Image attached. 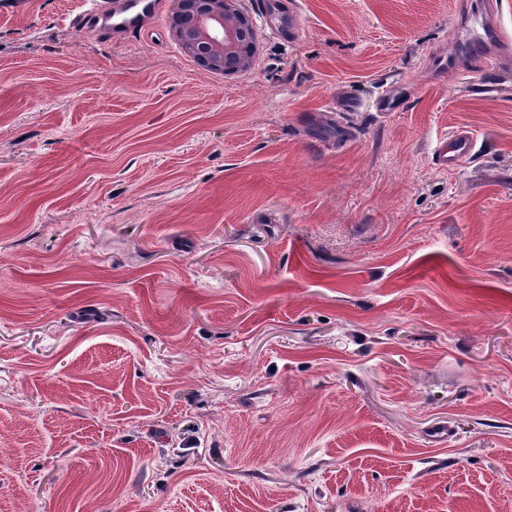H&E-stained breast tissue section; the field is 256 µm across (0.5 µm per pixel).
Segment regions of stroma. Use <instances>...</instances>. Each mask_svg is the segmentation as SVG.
Here are the masks:
<instances>
[{
  "label": "stroma",
  "instance_id": "obj_1",
  "mask_svg": "<svg viewBox=\"0 0 512 512\" xmlns=\"http://www.w3.org/2000/svg\"><path fill=\"white\" fill-rule=\"evenodd\" d=\"M257 2L224 76L172 0H0V512H512V66L434 68L459 0ZM89 7L83 12L80 23H94L114 40L124 39L136 31H142L149 19L160 13L159 0H117V5L109 7L104 0H89ZM261 11L269 29L294 38L300 29V17L294 1L262 0ZM473 149L474 137L467 131L458 130L449 138L448 135L437 138L431 163L436 169L447 171L456 167L462 159L471 157Z\"/></svg>",
  "mask_w": 512,
  "mask_h": 512
}]
</instances>
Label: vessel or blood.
Returning a JSON list of instances; mask_svg holds the SVG:
<instances>
[{
    "label": "vessel or blood",
    "instance_id": "b4317fda",
    "mask_svg": "<svg viewBox=\"0 0 512 512\" xmlns=\"http://www.w3.org/2000/svg\"><path fill=\"white\" fill-rule=\"evenodd\" d=\"M262 15L275 33L295 37L300 29V17L294 0H261ZM160 0H117L116 6H109L107 0H88V7L82 14L85 22L94 24L112 39L143 30L148 20L157 18ZM460 46L458 55L439 58L437 66L449 74L467 71L475 56L500 61L512 56V39L505 36L498 27L491 12L476 9L467 12L457 30ZM474 149L473 136L464 130L452 136L437 139L431 153V163L439 170H448L470 157Z\"/></svg>",
    "mask_w": 512,
    "mask_h": 512
}]
</instances>
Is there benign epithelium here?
Wrapping results in <instances>:
<instances>
[{"mask_svg": "<svg viewBox=\"0 0 512 512\" xmlns=\"http://www.w3.org/2000/svg\"><path fill=\"white\" fill-rule=\"evenodd\" d=\"M172 2L174 37L200 68L226 76L252 69L258 43L242 0Z\"/></svg>", "mask_w": 512, "mask_h": 512, "instance_id": "benign-epithelium-1", "label": "benign epithelium"}]
</instances>
